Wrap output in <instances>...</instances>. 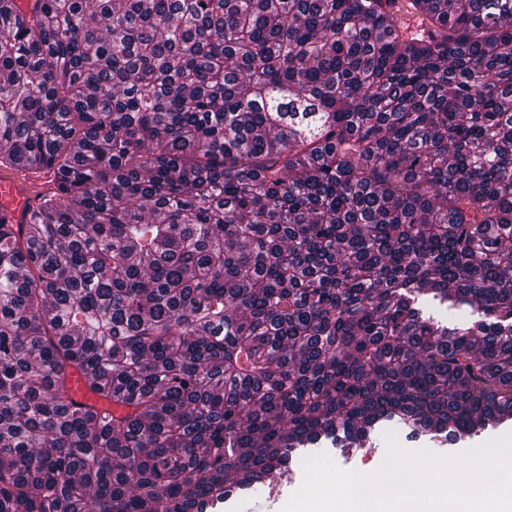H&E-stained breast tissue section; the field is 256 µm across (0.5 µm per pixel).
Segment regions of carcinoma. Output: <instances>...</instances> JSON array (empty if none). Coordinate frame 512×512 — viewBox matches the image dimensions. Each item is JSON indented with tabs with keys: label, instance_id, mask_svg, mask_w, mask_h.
I'll return each instance as SVG.
<instances>
[{
	"label": "carcinoma",
	"instance_id": "obj_1",
	"mask_svg": "<svg viewBox=\"0 0 512 512\" xmlns=\"http://www.w3.org/2000/svg\"><path fill=\"white\" fill-rule=\"evenodd\" d=\"M405 2L0 0V512L512 422V0ZM25 180L21 176L13 179H0V216L6 215L10 224H19L28 198H32L26 190ZM429 311L437 318L448 320V326L450 327L457 324L470 325L475 320V316L471 315V309L468 307L449 309L443 305L433 304L429 307Z\"/></svg>",
	"mask_w": 512,
	"mask_h": 512
}]
</instances>
